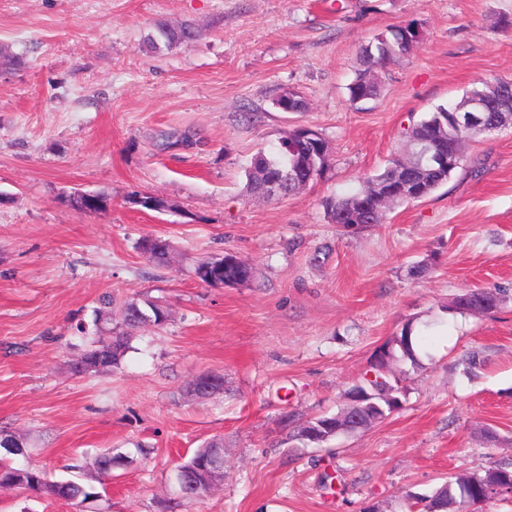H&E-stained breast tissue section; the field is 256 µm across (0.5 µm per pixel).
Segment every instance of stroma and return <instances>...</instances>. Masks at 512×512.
<instances>
[{
  "label": "stroma",
  "mask_w": 512,
  "mask_h": 512,
  "mask_svg": "<svg viewBox=\"0 0 512 512\" xmlns=\"http://www.w3.org/2000/svg\"><path fill=\"white\" fill-rule=\"evenodd\" d=\"M159 21L202 35L142 51ZM411 22L421 43L352 103L360 48ZM0 51L21 60L0 65V430L53 480H84L107 450L129 458L94 498L0 489V512H409L448 476L512 462V128L469 142L444 185L383 223L346 233L323 207L402 153L409 124L512 79V0H0ZM289 89L306 111L276 107ZM297 125L327 141L324 176L248 195L252 155ZM184 132L193 146L168 145ZM77 189L107 208L73 209ZM143 193L164 209L135 204ZM148 236L174 265L144 259ZM227 252L252 280L202 283L196 262ZM475 288L501 291L500 307L448 311ZM105 294L169 320L135 329L118 368L73 375L89 342L75 325ZM407 324L424 341L419 366L390 364L401 407L291 447L285 415L337 412ZM207 371L223 391L187 397ZM215 437L223 481L180 500L176 466Z\"/></svg>",
  "instance_id": "stroma-1"
}]
</instances>
